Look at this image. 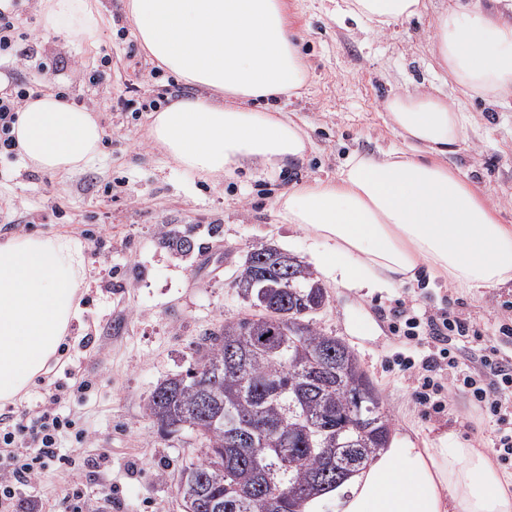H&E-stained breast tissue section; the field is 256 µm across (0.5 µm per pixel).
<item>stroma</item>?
<instances>
[{
	"instance_id": "1",
	"label": "stroma",
	"mask_w": 512,
	"mask_h": 512,
	"mask_svg": "<svg viewBox=\"0 0 512 512\" xmlns=\"http://www.w3.org/2000/svg\"><path fill=\"white\" fill-rule=\"evenodd\" d=\"M286 2L308 67L302 95L286 109L305 123L312 149L302 165L276 173L254 165L231 177L202 178L154 145L151 113L117 109L137 70L143 98L198 93L139 46L126 0H97L109 22L95 45L73 33L42 37L45 69L36 88L63 92L71 104L91 110L106 136L102 153L66 176L0 156V239L68 234L86 244L88 256L85 311L65 354L40 386L13 405L0 403V413H19L34 406L44 386L60 384V413L87 432L82 439L64 435L65 463L20 488L24 512H69L76 494L97 500L105 484L118 501L109 512H184L177 483L182 467L201 457L200 444L189 431L161 436L146 401L160 382L194 363L205 333L248 313L231 281L249 252L272 245L307 262L324 249L303 229L279 223L275 201L291 183L335 177L352 153L402 147L384 109L392 94L418 87L469 112L466 139L449 160L502 223L512 225V99L463 96L431 39L437 17L458 0H425L419 18L372 33L339 21L334 0ZM166 227L189 236L193 250L164 244ZM322 284L329 303L316 322L355 351L393 433L407 444L444 436L493 447L495 419L474 420L466 394L446 393L438 410L414 403V385L395 362L414 343L403 337L404 322L394 313L444 309L480 330L474 348L496 345L501 326H512V285L467 292L422 278L369 295L327 278Z\"/></svg>"
}]
</instances>
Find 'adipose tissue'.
<instances>
[{"label":"adipose tissue","instance_id":"1","mask_svg":"<svg viewBox=\"0 0 512 512\" xmlns=\"http://www.w3.org/2000/svg\"><path fill=\"white\" fill-rule=\"evenodd\" d=\"M423 0H341L339 14L370 30L420 15ZM137 39L177 79L203 93L153 114L155 143L178 166L213 178L242 161L270 170L305 160L304 128L257 100L300 95L307 66L284 0H127ZM47 31L94 43L104 24L96 0H41ZM449 76L468 95L512 94V22L480 10L438 17L432 36ZM404 148L350 157L335 178L293 183L275 214L328 250L322 272L345 288L385 289L415 279L458 288L512 283V225L450 165L466 137L467 113L426 93L385 104ZM16 147L38 170L87 166L104 130L87 108L51 91L30 94L16 113ZM84 245L32 232L0 240V402L20 399L58 359L84 312ZM341 512H512V473L488 448L391 439L337 489Z\"/></svg>","mask_w":512,"mask_h":512}]
</instances>
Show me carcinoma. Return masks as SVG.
I'll return each mask as SVG.
<instances>
[{
  "mask_svg": "<svg viewBox=\"0 0 512 512\" xmlns=\"http://www.w3.org/2000/svg\"><path fill=\"white\" fill-rule=\"evenodd\" d=\"M187 253L192 240L164 235ZM289 289L270 269L251 285L245 262L233 287L248 306L197 344L196 365L160 382L146 413L160 433H196L205 452L181 472L192 512H303L364 469L391 438V420L354 351L323 333L314 315L329 296L301 260L288 255ZM361 404L364 427L348 428L342 413ZM336 449L330 461L322 449Z\"/></svg>",
  "mask_w": 512,
  "mask_h": 512,
  "instance_id": "obj_1",
  "label": "carcinoma"
}]
</instances>
